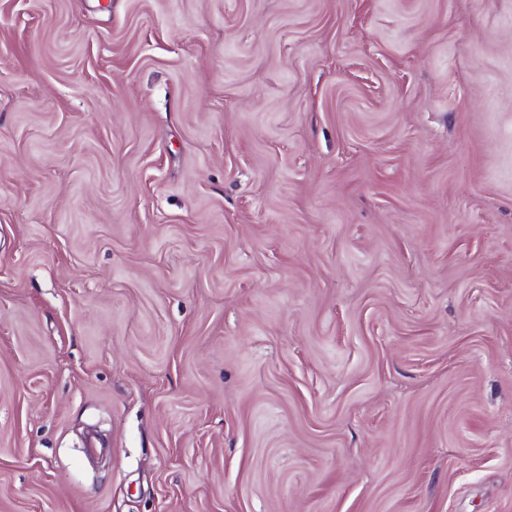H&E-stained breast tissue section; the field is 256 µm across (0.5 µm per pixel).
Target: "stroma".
<instances>
[{"instance_id":"35a3bbf8","label":"stroma","mask_w":512,"mask_h":512,"mask_svg":"<svg viewBox=\"0 0 512 512\" xmlns=\"http://www.w3.org/2000/svg\"><path fill=\"white\" fill-rule=\"evenodd\" d=\"M0 512H512V0H0Z\"/></svg>"}]
</instances>
